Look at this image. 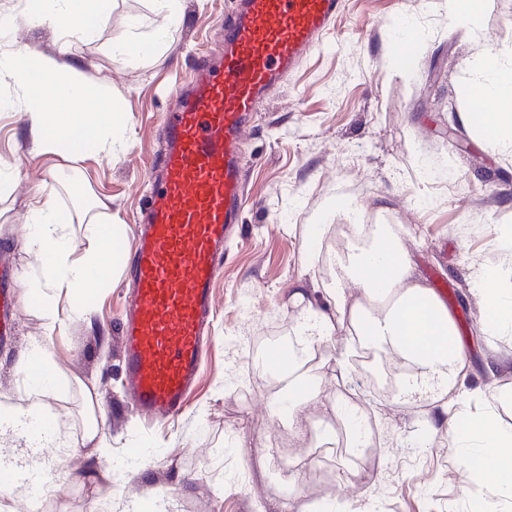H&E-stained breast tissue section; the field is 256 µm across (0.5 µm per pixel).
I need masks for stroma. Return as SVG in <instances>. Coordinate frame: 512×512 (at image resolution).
<instances>
[{"mask_svg":"<svg viewBox=\"0 0 512 512\" xmlns=\"http://www.w3.org/2000/svg\"><path fill=\"white\" fill-rule=\"evenodd\" d=\"M236 0H182L180 20L156 50L114 56L136 27L162 23L156 0H108L96 31L84 35L30 20L22 0H0V58L20 48L54 55L94 89L107 91L126 113L109 148L92 156L50 158L29 132L26 98L10 77L0 78V259L16 263V334L0 343V402L26 394L22 359L47 348L60 373L43 400L54 436L32 451L26 426L0 420V465L51 468L54 486L32 496L26 480L0 494V512H301L311 503L333 512H512V497L463 467L465 449L446 433L430 434L427 411L446 393L372 400L376 371L394 370L396 357L374 353L357 390L356 406L371 416L379 453L344 445L321 448L293 439L271 408L279 394L251 361L253 346L292 325L289 297L299 285L330 287L322 265L331 248L307 258L302 241L313 224H387L404 227L403 242L425 282L447 280L449 312L470 366L468 404L512 428V369L495 370L512 355V335L483 326L471 292L475 274L498 269L512 290V145L488 144L463 125L478 104L463 88L491 81L480 64L486 52L512 67V0H482L477 19L459 25L449 0H344L321 44L264 102L257 130L243 146L249 200L237 236L228 243L215 287L211 349L186 412L144 429L123 402L118 351L123 272L108 274L90 296L91 312L57 300L55 321L29 300L40 282L36 248L23 227L34 208L53 199L58 234L68 257L98 249L96 226L122 225L132 235L144 204L143 179L160 151V130L174 106L172 92L212 50L215 27ZM412 37L420 60L403 71L391 48ZM109 208L96 207V200ZM327 361L315 374L320 394L295 421L332 417L345 404L336 363L357 353L349 329L329 336ZM99 395L104 457L86 458L81 445L92 424L85 389ZM148 448L146 457L131 454Z\"/></svg>","mask_w":512,"mask_h":512,"instance_id":"obj_1","label":"stroma"}]
</instances>
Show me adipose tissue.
Wrapping results in <instances>:
<instances>
[{"label":"adipose tissue","mask_w":512,"mask_h":512,"mask_svg":"<svg viewBox=\"0 0 512 512\" xmlns=\"http://www.w3.org/2000/svg\"><path fill=\"white\" fill-rule=\"evenodd\" d=\"M100 3L101 0H66L65 9L57 11L53 0H26V9L34 19L91 33L99 23ZM481 64L495 74L491 84L474 91L475 100L487 103L488 108L467 113L465 119L477 126L485 142L511 140L512 69L501 67L492 53L485 54ZM6 72L27 96L29 130L43 154L66 158L99 151L104 126L98 122V115H107L113 130H120L124 124L125 114L114 100L90 93L85 83L65 76L56 58H36L22 49L10 58ZM97 235L96 254L75 264L68 262L66 245L51 225L31 226L30 240L37 249L44 279L29 287V299L48 308L53 303V292L65 288L79 303H86L93 291L91 273L113 263L125 239L121 230L110 231L102 225L98 226ZM339 269V284L329 292L316 286L293 292L292 303L299 310L293 327L296 335L320 342L348 319L360 326L367 344L415 364L422 383L444 388L457 382L467 368V354L455 339L453 320L429 288L415 278L409 254L397 237L379 239L349 263L340 264ZM350 283L356 285V292L347 291ZM472 290L483 304L487 328L498 334H511L512 298L503 295L496 272L478 273ZM34 366L45 375L44 385L29 388L26 404L1 402V417L43 414L39 397L54 384V366L47 349L31 355L21 370L26 373ZM298 369L296 357H289L288 371L293 378L272 404L275 412L287 417L318 395L315 386L296 379ZM431 419L470 448L468 472L490 477L502 493L512 494V430L500 429L488 416L475 418L456 413L447 417L435 410Z\"/></svg>","instance_id":"ef3b65f1"}]
</instances>
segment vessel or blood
Wrapping results in <instances>:
<instances>
[{"label": "vessel or blood", "mask_w": 512, "mask_h": 512, "mask_svg": "<svg viewBox=\"0 0 512 512\" xmlns=\"http://www.w3.org/2000/svg\"><path fill=\"white\" fill-rule=\"evenodd\" d=\"M341 0H238L218 55L198 60L162 128L132 251L120 355L125 405L148 421L184 412L211 334L224 242L247 198L242 139L283 76L320 45ZM15 270L0 264V339L12 334Z\"/></svg>", "instance_id": "1"}]
</instances>
